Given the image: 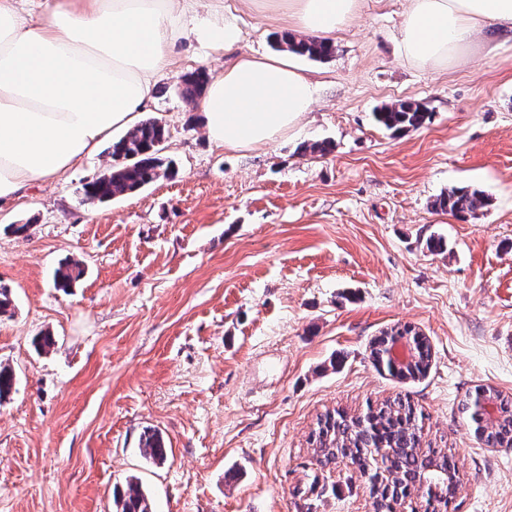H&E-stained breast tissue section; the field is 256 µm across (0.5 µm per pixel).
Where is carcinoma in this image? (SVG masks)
Masks as SVG:
<instances>
[{
	"mask_svg": "<svg viewBox=\"0 0 512 512\" xmlns=\"http://www.w3.org/2000/svg\"><path fill=\"white\" fill-rule=\"evenodd\" d=\"M274 48L288 51L311 60L329 57L333 48L323 45L311 37H299L288 32L275 35ZM209 83L204 68L183 76L180 80V95L189 104L202 96ZM375 119L384 128L403 133L417 129L430 119V112L415 102L400 101L381 107ZM166 141L165 127L154 118H147L137 124L119 140L112 143L110 155L113 164L106 171L87 181L83 187V199L88 202H106L115 197L136 192L161 177L171 173L170 164L162 155ZM489 197L481 190L468 187H454L433 201L437 210L457 217H474L477 211L486 207ZM84 272L82 263L76 260L62 265L56 271V286L62 290L73 287ZM404 334L415 344L416 361L406 368L396 364L385 347L382 336L370 345V356L374 364L389 375L401 380L414 379L427 373L431 364V348L426 338L404 328ZM488 397L500 400L499 418L490 425H479L475 403L479 393L461 402V412L476 424V432L489 447L512 446V397L488 387ZM422 415L413 410L411 404L398 397L373 409L368 408L361 416H351L344 411L328 412L318 419L314 455L319 465L326 466L343 453L350 467L365 475L374 470L376 448H392L394 453L387 457L389 468L400 475L401 481L391 495H386L376 483L368 484V492L374 507L391 512L399 494L410 489L408 478L421 472L426 456L420 454V426ZM142 448L153 463L161 465L167 459V448L156 432L143 433ZM113 512H152V506L136 480L127 482L124 492L114 496Z\"/></svg>",
	"mask_w": 512,
	"mask_h": 512,
	"instance_id": "obj_1",
	"label": "carcinoma"
}]
</instances>
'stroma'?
Returning <instances> with one entry per match:
<instances>
[{
	"mask_svg": "<svg viewBox=\"0 0 512 512\" xmlns=\"http://www.w3.org/2000/svg\"><path fill=\"white\" fill-rule=\"evenodd\" d=\"M407 0H361L322 61L298 58L318 93L295 132L236 151L210 142L182 75H216L273 54L284 23L224 0L236 51L178 40L148 116L168 131L170 177L107 202L82 186L107 146L55 183L0 208V512H113L138 477L153 512H374L360 474L311 466L320 415L397 397L421 411V445L453 455L455 512H512V447H488L459 405L476 387L512 396V37L436 70L401 58ZM422 104V127L374 120ZM328 140L331 153L304 152ZM456 186L490 204L462 220L435 210ZM28 230L13 233L12 225ZM448 242L427 250L429 237ZM85 272L54 286L67 260ZM414 328L430 342L423 379L375 369L369 344ZM51 333L55 346L36 348ZM157 431L164 464L144 456ZM375 119L387 130L403 133L422 126L430 119V112L419 103L400 101L381 107Z\"/></svg>",
	"mask_w": 512,
	"mask_h": 512,
	"instance_id": "obj_1",
	"label": "stroma"
}]
</instances>
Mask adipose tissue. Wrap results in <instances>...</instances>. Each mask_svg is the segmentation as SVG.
<instances>
[{
  "label": "adipose tissue",
  "mask_w": 512,
  "mask_h": 512,
  "mask_svg": "<svg viewBox=\"0 0 512 512\" xmlns=\"http://www.w3.org/2000/svg\"><path fill=\"white\" fill-rule=\"evenodd\" d=\"M287 27L332 43L359 0H249ZM40 15H33V5ZM512 33V0H408L399 44L426 67L459 59L476 33ZM194 37L213 53L243 30L222 0H0V200L58 180L93 155L113 129L134 126ZM315 85L288 57L243 54L213 77L196 108L209 139L252 150L289 135Z\"/></svg>",
  "instance_id": "adipose-tissue-1"
}]
</instances>
